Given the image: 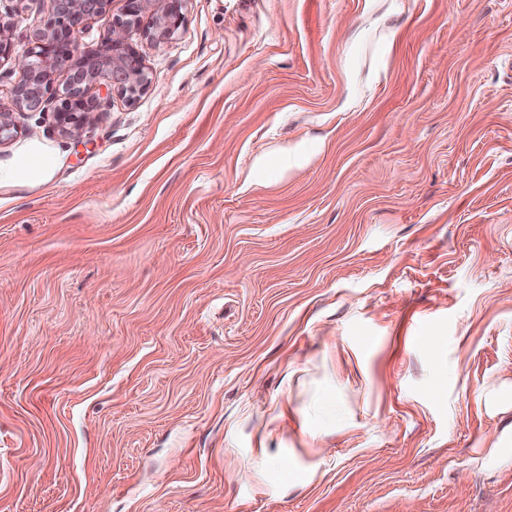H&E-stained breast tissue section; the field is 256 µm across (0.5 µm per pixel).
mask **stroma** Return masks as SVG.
I'll list each match as a JSON object with an SVG mask.
<instances>
[{
    "instance_id": "35a3bbf8",
    "label": "stroma",
    "mask_w": 512,
    "mask_h": 512,
    "mask_svg": "<svg viewBox=\"0 0 512 512\" xmlns=\"http://www.w3.org/2000/svg\"><path fill=\"white\" fill-rule=\"evenodd\" d=\"M183 13L0 144V512H512V0ZM59 164L55 151L46 143L32 140L11 157L0 160V189H21L49 182Z\"/></svg>"
}]
</instances>
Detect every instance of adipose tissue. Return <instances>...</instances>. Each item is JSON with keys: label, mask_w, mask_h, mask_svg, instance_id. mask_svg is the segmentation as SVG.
<instances>
[{"label": "adipose tissue", "mask_w": 512, "mask_h": 512, "mask_svg": "<svg viewBox=\"0 0 512 512\" xmlns=\"http://www.w3.org/2000/svg\"><path fill=\"white\" fill-rule=\"evenodd\" d=\"M59 164L55 151L46 143L32 140L11 157L0 160V189H21L49 182Z\"/></svg>", "instance_id": "1"}]
</instances>
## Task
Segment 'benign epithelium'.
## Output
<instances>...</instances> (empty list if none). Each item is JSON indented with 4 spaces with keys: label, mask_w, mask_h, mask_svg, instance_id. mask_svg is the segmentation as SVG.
<instances>
[{
    "label": "benign epithelium",
    "mask_w": 512,
    "mask_h": 512,
    "mask_svg": "<svg viewBox=\"0 0 512 512\" xmlns=\"http://www.w3.org/2000/svg\"><path fill=\"white\" fill-rule=\"evenodd\" d=\"M53 18L35 32L31 46L17 58L14 87L19 111L36 112L45 101L54 99V120L62 135L73 140L83 136L85 114L91 108L89 89L101 74L110 80L108 93L129 101L143 94L152 82L137 48L129 42L134 29H144L146 38L162 41L173 37L184 20L185 0H125L121 14L101 35L100 47L106 55L93 57L81 48L79 33L86 20L106 13L111 0H50ZM153 10L152 21L143 25V16ZM67 68L70 79L63 90L53 88L55 71ZM21 133L15 113L0 111V143Z\"/></svg>",
    "instance_id": "obj_1"
}]
</instances>
